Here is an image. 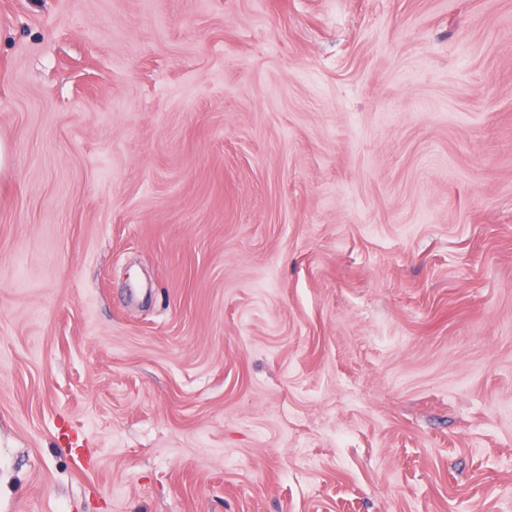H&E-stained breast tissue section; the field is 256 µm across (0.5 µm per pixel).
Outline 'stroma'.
<instances>
[{"label":"stroma","mask_w":512,"mask_h":512,"mask_svg":"<svg viewBox=\"0 0 512 512\" xmlns=\"http://www.w3.org/2000/svg\"><path fill=\"white\" fill-rule=\"evenodd\" d=\"M0 512H512V0H0Z\"/></svg>","instance_id":"stroma-1"}]
</instances>
